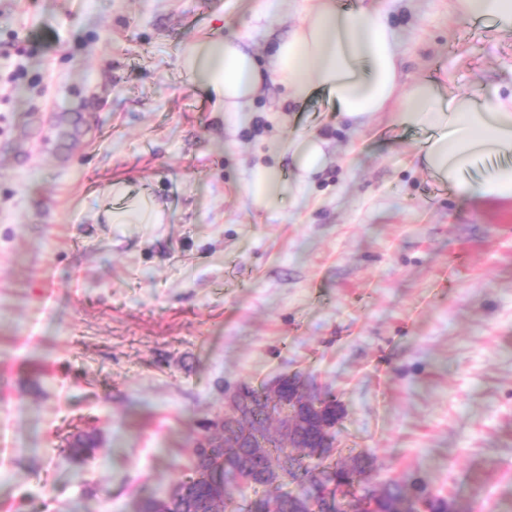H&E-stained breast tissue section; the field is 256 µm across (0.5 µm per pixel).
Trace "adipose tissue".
I'll use <instances>...</instances> for the list:
<instances>
[{
	"instance_id": "1",
	"label": "adipose tissue",
	"mask_w": 512,
	"mask_h": 512,
	"mask_svg": "<svg viewBox=\"0 0 512 512\" xmlns=\"http://www.w3.org/2000/svg\"><path fill=\"white\" fill-rule=\"evenodd\" d=\"M302 2L296 24L278 40L267 66L258 63L248 37L239 36L192 42L181 60L184 73L235 114L268 78L297 103L318 91L327 94L358 126L374 113H391L395 125L426 132L416 159L433 178L465 198L512 200V96H452L447 85L426 78L403 84L401 41L385 8L375 0L353 11L342 0ZM453 10L512 30V0H453ZM485 156L495 160L489 174L470 181V170ZM293 191L270 168L245 185L246 195L264 210L278 208Z\"/></svg>"
}]
</instances>
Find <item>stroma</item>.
<instances>
[{
    "mask_svg": "<svg viewBox=\"0 0 512 512\" xmlns=\"http://www.w3.org/2000/svg\"><path fill=\"white\" fill-rule=\"evenodd\" d=\"M260 0H0L38 90L0 101V512H136L193 473L224 391L299 376L342 407L343 455L422 479L456 512H512V202L462 200L414 162L424 135L357 127L267 82L246 121L180 66L296 22ZM407 78L512 94V33L448 0L392 8ZM324 166L274 210L244 185ZM122 194H113V186ZM161 207V224L107 212ZM93 456L72 459L75 437ZM295 157L301 175L294 186H290L289 181H282L272 168L260 169L254 178L245 184V193L255 206L264 210L278 208L285 196L294 194L304 178L320 169L325 163L322 143L315 138L297 144Z\"/></svg>",
    "mask_w": 512,
    "mask_h": 512,
    "instance_id": "1",
    "label": "stroma"
}]
</instances>
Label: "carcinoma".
I'll use <instances>...</instances> for the list:
<instances>
[{
  "label": "carcinoma",
  "mask_w": 512,
  "mask_h": 512,
  "mask_svg": "<svg viewBox=\"0 0 512 512\" xmlns=\"http://www.w3.org/2000/svg\"><path fill=\"white\" fill-rule=\"evenodd\" d=\"M247 400L243 405L249 420L252 445L264 449L265 455L275 459L285 473V482L279 492L267 495V486L251 484L253 493L264 492L257 499H235L224 492V512H309L306 499L319 494L316 502L319 512H452L448 500L434 494L419 480L400 483L388 480L370 484L365 475L370 470L371 458L360 452L351 458V464L320 456L313 449L290 448L283 438L271 434L268 423L288 408V399L275 401L269 389H246ZM97 448L93 438H77L68 451L72 458L83 460L92 456ZM215 454L227 459L230 467L194 465L193 475L182 482L185 491L198 499L209 495L211 488L222 484H238L232 469L255 468L246 448H217Z\"/></svg>",
  "instance_id": "1"
}]
</instances>
